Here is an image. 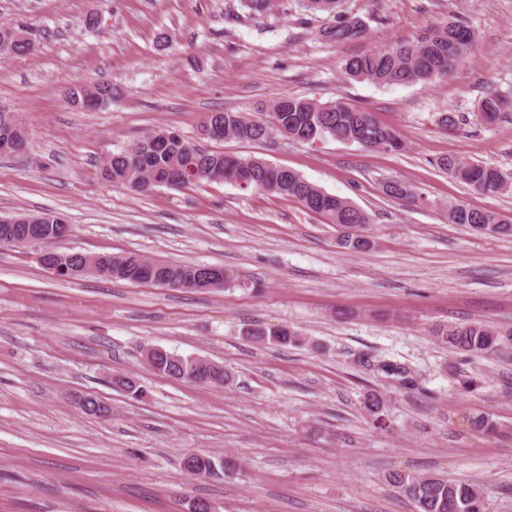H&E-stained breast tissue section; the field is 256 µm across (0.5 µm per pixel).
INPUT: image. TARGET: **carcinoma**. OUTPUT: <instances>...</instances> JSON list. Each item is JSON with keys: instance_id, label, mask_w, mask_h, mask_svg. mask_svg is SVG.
<instances>
[{"instance_id": "carcinoma-1", "label": "carcinoma", "mask_w": 512, "mask_h": 512, "mask_svg": "<svg viewBox=\"0 0 512 512\" xmlns=\"http://www.w3.org/2000/svg\"><path fill=\"white\" fill-rule=\"evenodd\" d=\"M343 0H304L310 14L326 13L332 23L319 31L330 42H346L359 38L365 31L364 22L342 11ZM25 27L0 28V62L17 56L31 55L36 47L21 38ZM475 32L459 20H452L411 41L389 43L353 56L344 63L346 75L354 80L368 81L378 86L429 84L448 77L475 48ZM112 101V85L96 84L68 92L69 104L81 110H93ZM506 102L495 93H487L477 102V115L487 123L499 120ZM23 126L14 112H0V156L20 152L25 136L11 138L14 130ZM201 134L213 141L226 139L240 142H260L277 135L298 143H316L334 139L357 143L365 148L399 151L403 143L395 131L375 121L372 114L341 100L321 102L317 99L282 95L271 106L270 119L254 121L241 112L214 110L202 116ZM436 166L453 178L484 194L512 193V179L499 167L458 156H446L435 161ZM104 176L128 189L145 193L156 187L182 188L202 182H226L241 189L263 191L298 201L304 208L320 215L328 224L349 229L341 237V246L353 252H366L374 247L368 234L370 216L352 202L325 192L295 170L273 165L256 157L229 155L219 150L204 151L181 135L160 129L144 136L102 163ZM387 195L398 200L414 198L411 187L399 181L386 185ZM49 213H19L16 223H0V245L18 246L27 238L51 236ZM448 222L463 224L471 229L512 238V218L492 210L470 208L463 204H448ZM99 255L72 253L76 266H88ZM115 271L114 279L125 281L145 267L154 266L160 279L176 283L198 279L200 265L178 263L163 258H149L135 252L101 256ZM253 341L278 347L316 345L306 336L280 325H257L246 332ZM439 342L452 351L470 355L496 353L506 341H512V331L501 332L483 322L443 326L434 331ZM367 367L396 379L405 389L417 384L410 368L390 361L372 362L361 357ZM149 368L173 379L188 383L224 387L232 376L218 363L208 365V379H202L196 359L182 358L181 363L169 361ZM362 407L374 423H382L383 399L376 393L364 395ZM217 465L227 474L238 469L237 459L224 456V461L210 456L191 454L183 462L187 472L208 471ZM389 482L400 488L416 507V512H485L483 494L469 481H450L436 476L393 473Z\"/></svg>"}]
</instances>
